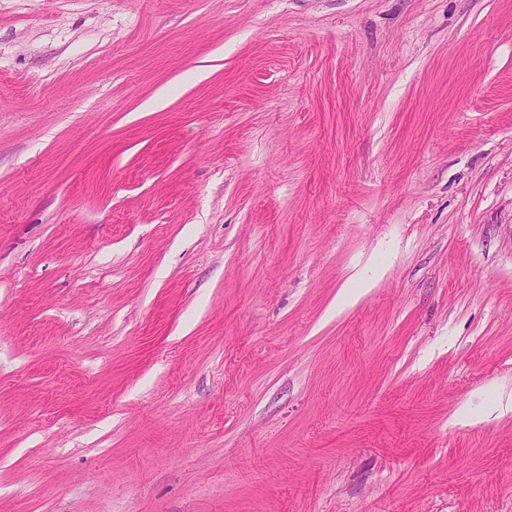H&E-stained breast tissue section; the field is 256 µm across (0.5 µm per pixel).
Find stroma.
<instances>
[{
    "label": "stroma",
    "mask_w": 512,
    "mask_h": 512,
    "mask_svg": "<svg viewBox=\"0 0 512 512\" xmlns=\"http://www.w3.org/2000/svg\"><path fill=\"white\" fill-rule=\"evenodd\" d=\"M510 399L512 0H0V512H512Z\"/></svg>",
    "instance_id": "35a3bbf8"
}]
</instances>
